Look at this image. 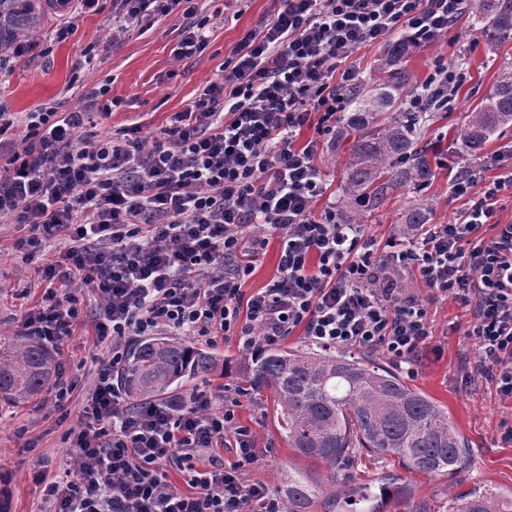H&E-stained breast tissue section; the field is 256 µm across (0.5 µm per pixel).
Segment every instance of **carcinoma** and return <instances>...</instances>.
Wrapping results in <instances>:
<instances>
[{"mask_svg": "<svg viewBox=\"0 0 512 512\" xmlns=\"http://www.w3.org/2000/svg\"><path fill=\"white\" fill-rule=\"evenodd\" d=\"M55 0H0V57L9 58L21 43L34 44ZM489 44L512 39V0H490L480 29ZM419 45L400 37L390 42L370 76L347 95V112L336 144L352 137L345 161V191L363 211L382 206L405 187L414 190L434 176L427 146L418 130L423 117L398 112L412 82L405 62ZM512 128V71H504L492 93L455 129L456 149L477 156L496 134ZM432 208L413 204L401 223L417 229L432 223ZM228 371L210 353L167 336L138 339L127 354L120 384L130 404L165 398L188 381ZM55 379L48 347L35 336H18L0 345V399L22 404L46 392ZM240 393L264 390L274 395L276 413L288 446L322 463L325 477L312 471L288 472L279 489L282 512H312L324 499L326 512H342L353 502L358 512H383L385 498L406 499L404 486L375 494L367 487L336 483V471L353 465L355 448L398 459L409 471L458 477L470 456L468 440L448 420V411L374 360L341 351L277 345L243 358ZM448 512H512V496L491 485L475 486L448 498Z\"/></svg>", "mask_w": 512, "mask_h": 512, "instance_id": "obj_1", "label": "carcinoma"}]
</instances>
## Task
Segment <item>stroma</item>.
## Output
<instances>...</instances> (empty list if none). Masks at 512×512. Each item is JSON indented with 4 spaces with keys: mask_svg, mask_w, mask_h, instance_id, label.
Wrapping results in <instances>:
<instances>
[{
    "mask_svg": "<svg viewBox=\"0 0 512 512\" xmlns=\"http://www.w3.org/2000/svg\"><path fill=\"white\" fill-rule=\"evenodd\" d=\"M191 4L196 19L207 23L208 41L203 52L179 61L173 50L186 23L181 12L143 19L116 41L112 0H98L91 9L82 0H66L48 20L34 49L0 64V113H9L13 121L0 130V143L22 147L28 113L45 108L67 112L89 105L90 92L101 87L107 88L113 101L104 127L115 131L136 124L146 133L159 131L171 113L183 110L204 86L222 77L236 44L276 7L275 0H191ZM486 15V6L473 0L447 34L406 61L420 84L442 64L463 69L466 78L447 108L436 111L423 127L422 140L433 149L432 183L419 193L402 190L367 215L366 233L377 242L397 233L403 212L415 203L432 205L434 223H452L464 206L451 192L457 172L469 168L495 176L497 156L512 152V130L494 136L477 158L451 146L455 127L492 92L499 73L512 68V40L490 46L479 34ZM345 157V150L326 142L314 163L326 186L325 202L335 204L339 221L350 223L356 207L343 190ZM25 233L24 225L0 223V343L21 333L25 314L43 293L35 275L37 261L26 260L16 247ZM431 311L436 348L426 352L417 374L407 382L447 409L454 427L468 438L472 454L454 481L409 471L396 458L358 449L357 464L338 472L337 481L348 487L407 486L409 500L390 498L385 512H446L449 495L485 483L512 492V443L500 439L512 428V401L500 400L490 384L471 388L461 384V357L470 345L468 318L451 301L432 305ZM105 356L104 348L94 345L84 328H77L55 356L59 370L73 384L64 403H55L50 394L24 405L0 401V504L7 512H39L41 496L34 477L43 469L56 473L72 456L67 432L75 425ZM237 413L258 451L246 480L272 490L288 471L312 469V462L297 456L284 440L270 392L240 397Z\"/></svg>",
    "mask_w": 512,
    "mask_h": 512,
    "instance_id": "1",
    "label": "stroma"
}]
</instances>
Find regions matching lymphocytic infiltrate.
<instances>
[{"instance_id":"obj_1","label":"lymphocytic infiltrate","mask_w":512,"mask_h":512,"mask_svg":"<svg viewBox=\"0 0 512 512\" xmlns=\"http://www.w3.org/2000/svg\"><path fill=\"white\" fill-rule=\"evenodd\" d=\"M182 0H112V34L143 17L169 15ZM467 0H278L209 83L152 137L132 126L98 136L77 108L31 113L22 148L0 150V220L24 224L19 247L40 255L46 288L25 315L26 334L61 348L94 300L95 342L107 347L95 384L68 437L62 471L38 474L48 512H280L266 486L244 480L257 454L236 425L235 398L197 392L182 403L131 407L114 382L131 336H196L250 354L294 329L313 343L379 351L416 366L430 348L433 302L468 309L475 361L464 386L486 379L512 400V224L498 214L512 199V156L485 179L468 170L454 196L466 208L450 224L403 232L376 248L361 224L315 213L325 193L315 142L297 132L335 134L355 70H340L360 47L407 32L416 43L447 33ZM460 85L439 67L409 101L413 112L447 100ZM496 234L484 238L482 229ZM276 275L251 296L241 288L270 241ZM410 269L419 298L401 287ZM236 433L237 459H207ZM177 461L188 491L172 488ZM205 469H197V461Z\"/></svg>"}]
</instances>
